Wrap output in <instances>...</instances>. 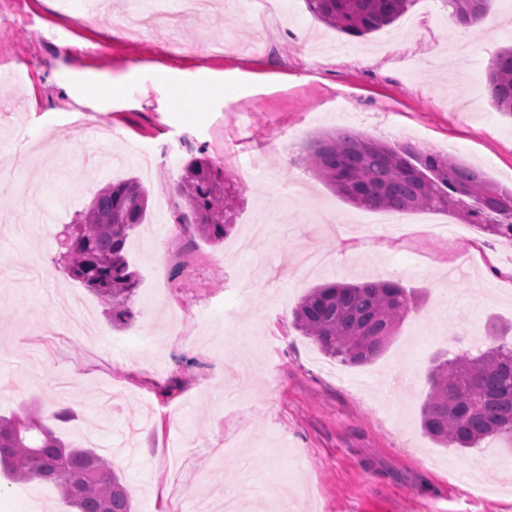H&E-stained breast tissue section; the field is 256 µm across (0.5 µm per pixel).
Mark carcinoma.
Returning <instances> with one entry per match:
<instances>
[{"label":"carcinoma","instance_id":"cac0c4a2","mask_svg":"<svg viewBox=\"0 0 512 512\" xmlns=\"http://www.w3.org/2000/svg\"><path fill=\"white\" fill-rule=\"evenodd\" d=\"M320 22L348 35L365 36L405 14L415 0H305ZM464 28L484 18L489 0H443ZM486 80L493 106L512 115V47L494 57ZM305 160L328 186L366 210L457 211L468 223L512 241V191L479 168L410 144L390 145L351 131L314 138ZM178 193L199 237L216 245L235 224V182L207 156L183 167ZM147 194L129 178L101 187L88 208L65 225L60 261L69 275L111 305L112 324L131 316L138 284L125 247L143 223ZM416 309L400 282H336L318 286L293 311V325L328 356L350 365L379 358L400 323ZM422 410L424 431L445 448H474L497 437L512 440V348L491 347L437 361ZM0 469L17 481L50 482L69 512H133L114 463L94 448L63 441L44 422L40 408L0 417Z\"/></svg>","mask_w":512,"mask_h":512}]
</instances>
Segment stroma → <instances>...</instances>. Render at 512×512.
<instances>
[{
	"mask_svg": "<svg viewBox=\"0 0 512 512\" xmlns=\"http://www.w3.org/2000/svg\"><path fill=\"white\" fill-rule=\"evenodd\" d=\"M0 14V415L38 403L45 422L109 451L135 512H512V442L445 448L421 426L427 372L446 353L490 346L512 323V294L477 260L512 242L456 213L357 208L310 171L304 143L346 129L454 157L512 188V116L492 105L486 71L512 45V0H490L480 28L443 0H415L394 24L350 36L305 0H210L138 37L115 26L131 0L96 13L18 0ZM179 52H169L171 43ZM224 43L223 54L209 53ZM20 78H12V71ZM114 85L106 98L85 94ZM154 149L151 168L138 151ZM251 181L223 244L200 238L173 188L199 152ZM138 179L143 227L126 257L139 282L116 328L100 299L58 262L59 234L110 182ZM387 276L418 307L365 366L333 362L292 324L318 285ZM73 408L75 419L54 413ZM200 446L182 462L176 442ZM0 512H65L57 490L0 474Z\"/></svg>",
	"mask_w": 512,
	"mask_h": 512,
	"instance_id": "35a3bbf8",
	"label": "stroma"
}]
</instances>
